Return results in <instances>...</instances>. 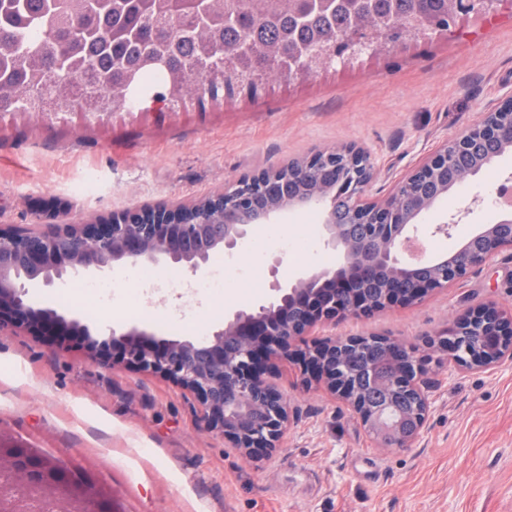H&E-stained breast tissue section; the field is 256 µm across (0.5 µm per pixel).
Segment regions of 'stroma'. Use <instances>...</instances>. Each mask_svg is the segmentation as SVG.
I'll list each match as a JSON object with an SVG mask.
<instances>
[{
  "mask_svg": "<svg viewBox=\"0 0 512 512\" xmlns=\"http://www.w3.org/2000/svg\"><path fill=\"white\" fill-rule=\"evenodd\" d=\"M512 94V0L472 15L447 35L307 79H275L256 97L207 104L205 111L75 112L39 124L0 123V225L37 230L95 223L143 204L206 196L288 160L340 145L368 151V198L386 197L425 155L460 136ZM96 185L86 196V181ZM488 178L468 185L421 217L456 212L479 198L452 237L428 242V257L448 254L500 212ZM289 238L312 241L316 257L270 243L239 254L228 275L248 270L251 290L220 297L167 291L156 270L143 307L129 314L125 268L68 273L33 289V306L87 321L91 333L138 328L169 338L163 320H180L182 338L206 335L226 314L269 297L273 258L281 276L342 263L326 247L315 212L280 217ZM109 284L112 302L87 320L69 295L77 281ZM494 301L512 306V260L502 256L450 288L410 306L337 324L336 335L403 338L422 345L452 316ZM432 413L416 447L378 448L342 402L306 381L298 365L266 375L296 407L279 448L244 456L203 430L193 397L122 360L104 367L79 339L52 327L0 329V439L54 457L112 497L113 512H512V364L488 374L449 373L430 358Z\"/></svg>",
  "mask_w": 512,
  "mask_h": 512,
  "instance_id": "stroma-1",
  "label": "stroma"
}]
</instances>
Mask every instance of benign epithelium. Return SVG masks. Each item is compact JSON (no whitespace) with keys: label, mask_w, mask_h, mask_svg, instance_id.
Wrapping results in <instances>:
<instances>
[{"label":"benign epithelium","mask_w":512,"mask_h":512,"mask_svg":"<svg viewBox=\"0 0 512 512\" xmlns=\"http://www.w3.org/2000/svg\"><path fill=\"white\" fill-rule=\"evenodd\" d=\"M482 134L512 145V95L482 113L465 134L423 157L369 213L364 207L371 203L366 188L372 163L366 151L350 145L307 157L305 164L320 165L333 153L345 156L343 182L355 224L336 223V192L327 188L313 195L284 189L256 201V186L268 180L288 183V173L277 176L262 170L222 190V197L214 199L215 212L196 224L184 221L176 202L164 210L125 211L103 224H60L50 232L0 227V328L55 324L86 337L89 355L109 367L113 364L109 340L91 337L78 321H68L53 309L34 308L28 301L29 289L51 286L78 269L102 272L119 265L164 264L203 274L214 255L234 257L258 225L271 224L288 211L316 209L326 246L344 254L342 267L321 269L290 282L278 277L274 265L267 303L235 311L201 338L157 339L132 328L121 334L123 359L191 393L203 428L221 434L247 454L279 447L289 427L288 401L263 375L275 363L294 358L304 374L347 402L378 447L411 448L425 429L435 386L415 346L370 335L327 338L299 353L293 346L316 327L412 304L437 288L454 286L506 252L512 256V211L506 210L449 259L428 265L402 259L410 234L417 232L419 216L432 211L450 186L443 185L438 196L421 197L412 209L399 204L398 189L438 176L448 169L450 151ZM381 270L387 280L380 285L379 298L356 288L359 281L366 286L374 282ZM365 345L378 347L392 367L384 379L371 375L367 391L352 382L337 361L338 353ZM428 348L448 354L450 375L457 368L492 371L511 364L512 310L495 302L471 309L448 324ZM33 499L49 502L54 512H112L109 496L68 468L0 439V512H26Z\"/></svg>","instance_id":"1"}]
</instances>
